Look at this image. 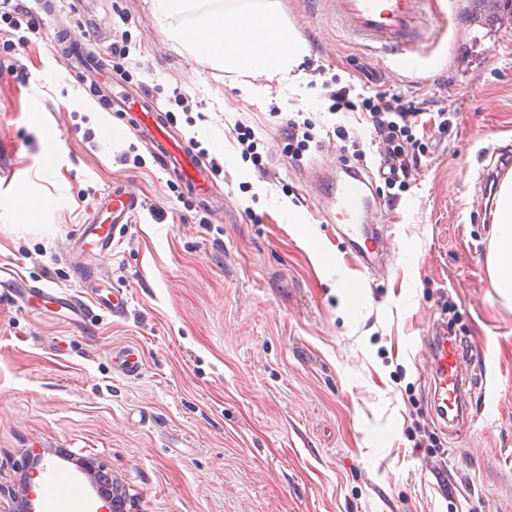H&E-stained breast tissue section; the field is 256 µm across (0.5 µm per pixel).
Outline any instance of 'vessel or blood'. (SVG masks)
Segmentation results:
<instances>
[{
	"mask_svg": "<svg viewBox=\"0 0 512 512\" xmlns=\"http://www.w3.org/2000/svg\"><path fill=\"white\" fill-rule=\"evenodd\" d=\"M334 15L348 25L352 37L378 44L380 53H395L402 68L416 64L418 46L425 34L426 0H328ZM140 127L150 131L161 148L167 165L173 166L194 188L206 185L207 178L196 160L171 136L160 114L153 108H140L137 114ZM374 190V180L367 169L344 167L329 171L322 196L324 214L338 213L344 222L343 234L352 246L360 267H367L376 258L381 235L372 225L367 203ZM99 212L104 220L86 225L87 234L95 236L98 244L111 246L118 226L134 223L139 211L138 200L119 188L104 193ZM0 292L9 294L21 303L33 297L49 299L50 303L66 310L74 322H82L88 304L80 296L55 288L29 285L21 276L0 270ZM427 354L434 380L435 410L440 418L462 413V399L467 385L463 371V350L447 334L435 333L427 339Z\"/></svg>",
	"mask_w": 512,
	"mask_h": 512,
	"instance_id": "1",
	"label": "vessel or blood"
}]
</instances>
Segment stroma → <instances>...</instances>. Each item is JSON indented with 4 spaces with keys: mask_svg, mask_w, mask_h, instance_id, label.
I'll list each match as a JSON object with an SVG mask.
<instances>
[{
    "mask_svg": "<svg viewBox=\"0 0 512 512\" xmlns=\"http://www.w3.org/2000/svg\"><path fill=\"white\" fill-rule=\"evenodd\" d=\"M277 7L310 48L302 96L285 85L246 96L235 73L196 69L151 0H0V266L34 286L119 288L129 301L123 317L96 310L75 327L45 300L0 296V512L37 453L74 472L81 512L96 500L85 461L125 487L130 512H512V308L487 271L488 185L512 149V29L492 6L429 0L436 37L405 72L350 38L322 0ZM76 36L124 66L128 90L153 100L191 152L220 163L206 194L161 166L129 117L102 108L72 65ZM334 77L375 78L428 110L414 130L427 158L379 215L387 250L365 270L315 202L313 173L336 153L380 160L363 114L331 110L321 84ZM280 115L316 123L301 158ZM240 123L254 156L241 153ZM111 124L122 137L104 138ZM46 129L58 135L50 164ZM114 186L141 208L103 251L82 231ZM24 195L54 206L16 230ZM349 280L362 293L352 306ZM445 324L479 383L463 418L442 424L420 339ZM124 349L140 355L139 376L118 373Z\"/></svg>",
    "mask_w": 512,
    "mask_h": 512,
    "instance_id": "stroma-1",
    "label": "stroma"
}]
</instances>
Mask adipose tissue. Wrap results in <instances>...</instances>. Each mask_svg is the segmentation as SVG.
<instances>
[{
  "label": "adipose tissue",
  "instance_id": "ef3b65f1",
  "mask_svg": "<svg viewBox=\"0 0 512 512\" xmlns=\"http://www.w3.org/2000/svg\"><path fill=\"white\" fill-rule=\"evenodd\" d=\"M155 15L170 22L171 39L184 45L195 67L224 66L236 73L244 93L255 80L299 87V66L308 53L306 40L278 20L274 0H224L205 9L200 0H152ZM188 23H181L183 15ZM493 288L512 303V179L505 180L495 204L493 248L488 257Z\"/></svg>",
  "mask_w": 512,
  "mask_h": 512
}]
</instances>
